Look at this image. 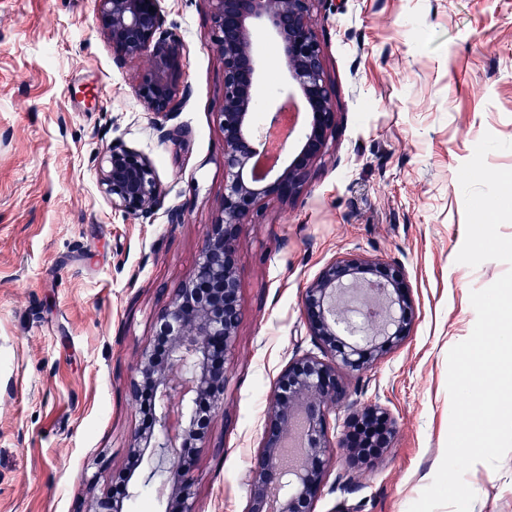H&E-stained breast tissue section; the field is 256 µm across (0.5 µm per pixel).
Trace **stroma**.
<instances>
[{
  "label": "stroma",
  "mask_w": 512,
  "mask_h": 512,
  "mask_svg": "<svg viewBox=\"0 0 512 512\" xmlns=\"http://www.w3.org/2000/svg\"><path fill=\"white\" fill-rule=\"evenodd\" d=\"M189 94L160 137L137 86L96 25V0H0V512H77L129 470L143 416L125 387L154 318L198 261L221 210L223 61L208 0H160ZM334 85L336 133L300 196L264 201L239 239L243 316L224 412L192 457L195 512H246L266 395L316 351L301 296L330 261L399 267L408 336L376 366L344 374L354 410L395 421L390 448L335 480L315 512H408L433 480L450 425L447 354L471 333L470 292L505 263H457L465 239L458 171L484 133L512 141V0H340L315 13ZM146 155L164 192L152 223L115 209L100 184L108 145ZM186 207L184 223L167 221ZM471 512H512V452L465 475Z\"/></svg>",
  "instance_id": "35a3bbf8"
}]
</instances>
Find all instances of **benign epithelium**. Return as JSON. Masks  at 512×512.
<instances>
[{
	"label": "benign epithelium",
	"instance_id": "7a95c632",
	"mask_svg": "<svg viewBox=\"0 0 512 512\" xmlns=\"http://www.w3.org/2000/svg\"><path fill=\"white\" fill-rule=\"evenodd\" d=\"M97 21L112 43L116 62L142 56L149 68L139 82L147 109L169 119L175 100L185 94L174 38L163 30L159 0H97ZM214 42L224 64V100L217 121L224 135V197L221 214L209 225L191 277L175 289L157 313L156 335L166 340L162 359L150 345L141 353L126 384L133 401L152 396L151 427L131 432L129 454L138 463L156 456L172 459L163 467V486L179 505L194 512V478L182 448L207 447L209 425L224 411L225 365L231 360L242 318L236 256L239 237L256 223L262 202L295 199L314 164L324 156L336 131L334 86L326 79L324 53L315 30L317 4L336 8L334 0H209ZM154 10H149V7ZM281 50L290 85L278 103L260 96L265 67L254 50L258 32ZM309 116L293 152L282 146L262 167L267 129L254 125L264 110L269 122L288 108ZM101 185L112 206L127 215L152 220L162 189L150 159L122 144L105 151ZM301 308L321 355L305 354L289 362L271 387L266 403L262 448L249 469L246 512H314L335 449L350 457L358 448H388L394 422L379 405L349 419L342 436L332 439L328 418L347 402L338 369L360 372L408 335L412 298L402 271L357 258L328 263L303 290ZM180 377L172 378V373ZM83 512H122L106 494L94 496Z\"/></svg>",
	"mask_w": 512,
	"mask_h": 512
}]
</instances>
